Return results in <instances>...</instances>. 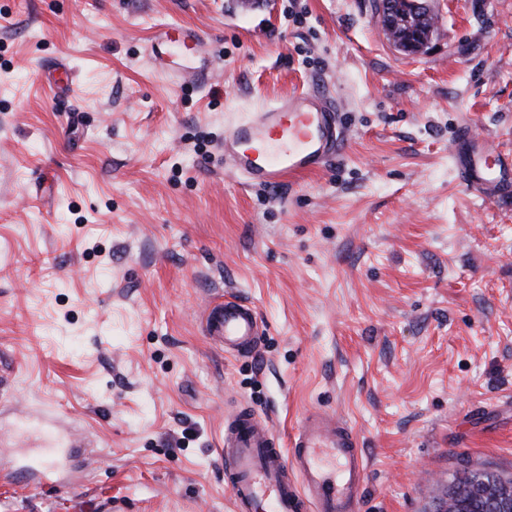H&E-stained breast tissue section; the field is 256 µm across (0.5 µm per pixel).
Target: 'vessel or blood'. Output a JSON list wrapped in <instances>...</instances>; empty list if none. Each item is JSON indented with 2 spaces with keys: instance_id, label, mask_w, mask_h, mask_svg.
<instances>
[{
  "instance_id": "vessel-or-blood-1",
  "label": "vessel or blood",
  "mask_w": 512,
  "mask_h": 512,
  "mask_svg": "<svg viewBox=\"0 0 512 512\" xmlns=\"http://www.w3.org/2000/svg\"><path fill=\"white\" fill-rule=\"evenodd\" d=\"M172 43L189 56L178 74L199 81L194 64L205 41L186 24L158 27L154 49ZM346 140L337 106L317 91L294 92L228 125L224 160L250 185L274 188L293 175L321 170ZM492 150L472 130L461 129L451 154L464 184L493 200L512 198V164L492 159ZM206 332L225 350L255 353L263 325L250 304L232 298L214 306ZM224 477L233 491V512H357L367 460L353 430L336 413L316 409L305 415L291 438L290 453L277 448L269 424L243 410L224 420L220 450Z\"/></svg>"
}]
</instances>
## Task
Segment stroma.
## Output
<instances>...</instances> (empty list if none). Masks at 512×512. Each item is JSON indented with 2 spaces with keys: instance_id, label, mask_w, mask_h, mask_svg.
Wrapping results in <instances>:
<instances>
[{
  "instance_id": "1",
  "label": "stroma",
  "mask_w": 512,
  "mask_h": 512,
  "mask_svg": "<svg viewBox=\"0 0 512 512\" xmlns=\"http://www.w3.org/2000/svg\"><path fill=\"white\" fill-rule=\"evenodd\" d=\"M429 2L408 56L373 0H0V512H233L241 408L285 451L337 413L358 512H430L464 464L512 477V200L450 153L466 124L512 154V0ZM165 23L204 35L206 82L154 59ZM311 89L337 158L277 189L226 170L227 124ZM228 294L255 355L204 332Z\"/></svg>"
}]
</instances>
